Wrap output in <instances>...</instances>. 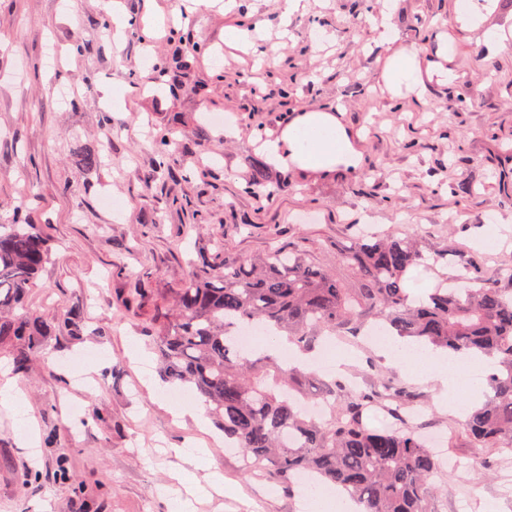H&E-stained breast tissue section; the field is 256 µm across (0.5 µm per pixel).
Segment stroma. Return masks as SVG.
Returning <instances> with one entry per match:
<instances>
[{"label": "stroma", "instance_id": "35a3bbf8", "mask_svg": "<svg viewBox=\"0 0 512 512\" xmlns=\"http://www.w3.org/2000/svg\"><path fill=\"white\" fill-rule=\"evenodd\" d=\"M109 2L0 0V222L39 225L53 248L26 298L51 335L22 378L12 370L13 347H0V381L12 378L27 402L22 417L0 404V512H168L169 474L185 466L174 450L200 442L210 450L202 471L222 474L225 492L197 512H236L251 495L264 512H299V496L242 472L216 426L174 416L150 390L162 374L148 316L216 240L245 258L283 245L357 287L343 253L359 224L410 228L426 255L472 253L484 276L512 283V242L473 248L489 215L512 220L503 187L512 182V0H485L487 26L506 35L494 50L482 29L457 21L454 0H397L392 44L370 28L345 30L357 11L376 15L379 0H304L289 15L281 0H240L230 13L213 0H122L126 18L143 28L116 44L99 34ZM186 6L199 19L191 71L178 88L140 89L135 75L169 54L165 24ZM241 24L259 25L270 66L225 42V27ZM402 50L442 56L455 83L428 75L422 97L394 94L383 72ZM273 72L285 75L289 98L272 86ZM66 85L79 108L61 105L56 90ZM116 87L125 99L119 112L110 106ZM310 109L336 113L350 130L357 168L325 176L273 164L280 194L246 192L261 140ZM213 114L233 116L236 133L212 126ZM107 128L106 157L82 168L80 146L100 142ZM201 128L210 133L203 154L194 144ZM158 133L177 142L165 175L155 173L150 150ZM367 169L372 177L362 178ZM104 194L121 200L120 212L101 205ZM175 197L181 206H172ZM130 300L134 316L97 335ZM133 343L140 357L130 356ZM100 354L107 366L96 372L88 359ZM443 451L454 467L439 485L437 512H482L488 503L512 512L501 493L512 462L499 460L483 480L463 439L446 440Z\"/></svg>", "mask_w": 512, "mask_h": 512}]
</instances>
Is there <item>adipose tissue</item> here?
<instances>
[{
  "label": "adipose tissue",
  "mask_w": 512,
  "mask_h": 512,
  "mask_svg": "<svg viewBox=\"0 0 512 512\" xmlns=\"http://www.w3.org/2000/svg\"><path fill=\"white\" fill-rule=\"evenodd\" d=\"M441 72L445 82H453L451 70H438L430 59L416 52L400 51L389 57L384 70V80L390 89L406 88L415 92L422 87L423 72ZM261 149L270 163L279 165L293 161L304 168L323 174L330 173L339 164L357 165L359 154L351 133L336 116L329 112L310 110L293 117L281 133L264 140ZM381 346L397 364L405 367L408 374L430 378L438 382L443 405L462 413V406L453 401L458 389H466L472 402L482 399L483 385L470 378L472 369H484L491 365V358L483 354L452 356L448 353L419 346H405L392 339H384Z\"/></svg>",
  "instance_id": "ef3b65f1"
}]
</instances>
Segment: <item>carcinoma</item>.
Masks as SVG:
<instances>
[{"label": "carcinoma", "instance_id": "cac0c4a2", "mask_svg": "<svg viewBox=\"0 0 512 512\" xmlns=\"http://www.w3.org/2000/svg\"><path fill=\"white\" fill-rule=\"evenodd\" d=\"M177 49L158 61L144 86L187 67L182 46L190 33L176 36ZM176 142L152 140L156 171L168 173ZM248 188L269 199L282 184L256 161ZM193 261L190 275L162 296L152 310L148 337L168 379L191 389L208 408L224 445L257 462L269 481L293 491L294 474L308 471L324 484L357 496L364 512H436L438 461L424 437L425 426L404 422L396 428L370 424L375 410L405 417L422 401L417 389L374 369L372 384L357 390L326 381L314 372L267 352H241L236 331L260 323L286 338L288 347L309 354L324 335L342 331L355 338L374 321L410 343L464 356L478 351L494 358L490 393L461 426L470 447L483 452L478 474L491 476L489 453L512 451V288H502L479 272L467 255L459 275L472 287L431 288L413 297L407 275L427 265L417 234L358 235L346 252L360 287L349 288L328 270L278 246L256 258H243L212 243ZM48 239L34 224L0 223V345L19 336L24 348L13 359L24 376L49 324L23 303L42 267L51 260ZM310 396L331 398L328 415L314 419L300 408Z\"/></svg>", "mask_w": 512, "mask_h": 512}]
</instances>
